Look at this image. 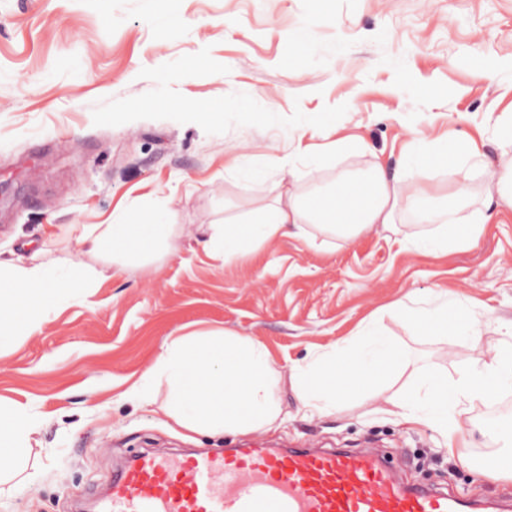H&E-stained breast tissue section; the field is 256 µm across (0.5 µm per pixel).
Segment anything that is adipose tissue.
<instances>
[{
	"mask_svg": "<svg viewBox=\"0 0 512 512\" xmlns=\"http://www.w3.org/2000/svg\"><path fill=\"white\" fill-rule=\"evenodd\" d=\"M431 152L429 146H418L394 169L374 163L360 177L340 179L323 191L304 192L297 185L275 181L271 204L251 211L246 221L213 225L210 244L230 264L275 240L305 236L309 224L351 239L369 228L393 227L404 211L414 222L433 227L430 234L413 237L417 249L435 254L471 246L500 206L512 207V156L494 162L475 142L445 144L441 153L448 159L449 176L457 178L458 185L441 198L423 190L411 192L405 186L410 175L426 176L425 160ZM467 164L486 176L482 200H474L460 180ZM75 241L91 256L109 246L124 252L176 247L170 225L153 210L103 225L98 231H83ZM97 277L91 268L61 276L38 253L25 261L0 260V351L10 348L17 337L38 334L48 310L59 299L68 296L70 289L92 288ZM396 315L404 322H428L437 336H480L475 319L448 300L420 313L401 302ZM395 358L383 331L369 325L362 330L359 344L326 351L294 366L291 383L304 407L332 414L337 401L353 393L347 377H355L370 394H380ZM273 383L269 354L257 339L227 330L190 333L168 338L153 365L126 396L155 407L191 432L246 433L279 418ZM162 386L167 398L160 403L155 393ZM511 386L512 347L495 351L458 383L451 385L435 377L426 397L410 391L388 397L386 403L391 414L441 429L452 447L463 430V400ZM39 425L30 406L0 404V479L9 478Z\"/></svg>",
	"mask_w": 512,
	"mask_h": 512,
	"instance_id": "ef3b65f1",
	"label": "adipose tissue"
}]
</instances>
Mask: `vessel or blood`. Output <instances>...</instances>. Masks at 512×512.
I'll return each mask as SVG.
<instances>
[{
    "instance_id": "b4317fda",
    "label": "vessel or blood",
    "mask_w": 512,
    "mask_h": 512,
    "mask_svg": "<svg viewBox=\"0 0 512 512\" xmlns=\"http://www.w3.org/2000/svg\"><path fill=\"white\" fill-rule=\"evenodd\" d=\"M97 512H481L466 497L403 483L351 450L209 448L132 454Z\"/></svg>"
}]
</instances>
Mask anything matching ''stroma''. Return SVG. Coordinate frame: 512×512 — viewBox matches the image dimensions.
Wrapping results in <instances>:
<instances>
[{
	"mask_svg": "<svg viewBox=\"0 0 512 512\" xmlns=\"http://www.w3.org/2000/svg\"><path fill=\"white\" fill-rule=\"evenodd\" d=\"M171 9L182 24L169 33ZM511 121L512 0H0V258L28 257L32 240L63 268L106 275L0 353V402L42 421L0 485V512H76L137 448L248 445L369 449L409 483L512 503V479L476 470L512 448L496 427L512 388L465 402L474 427L451 448L368 394L312 414L290 382L294 364L355 344L371 320L400 355L390 396L431 376L456 382L512 345L511 213L474 246L436 255L410 243L431 230L412 222L352 239L311 225L308 240L231 264L204 245L210 225L270 203L246 169L290 159L309 192L376 157L396 165L421 138L481 139L496 157ZM300 123L315 134L290 137ZM163 206L176 252L88 256L68 241L70 225ZM447 292L480 341L421 334L392 312ZM224 329L268 349L280 426L190 433L126 397L168 337Z\"/></svg>",
	"mask_w": 512,
	"mask_h": 512,
	"instance_id": "obj_1",
	"label": "stroma"
}]
</instances>
